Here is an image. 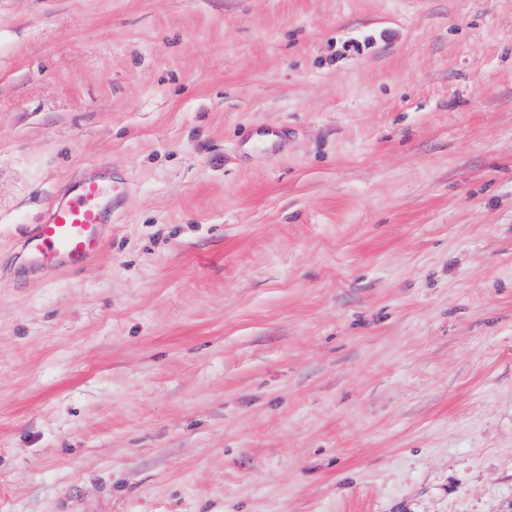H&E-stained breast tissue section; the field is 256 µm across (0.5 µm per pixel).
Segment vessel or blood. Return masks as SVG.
Here are the masks:
<instances>
[{
	"label": "vessel or blood",
	"mask_w": 512,
	"mask_h": 512,
	"mask_svg": "<svg viewBox=\"0 0 512 512\" xmlns=\"http://www.w3.org/2000/svg\"><path fill=\"white\" fill-rule=\"evenodd\" d=\"M123 193L100 171L58 184L42 223L18 243L33 268H84L106 241V224Z\"/></svg>",
	"instance_id": "1"
}]
</instances>
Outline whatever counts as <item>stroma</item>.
Returning <instances> with one entry per match:
<instances>
[{
    "mask_svg": "<svg viewBox=\"0 0 512 512\" xmlns=\"http://www.w3.org/2000/svg\"><path fill=\"white\" fill-rule=\"evenodd\" d=\"M0 512H512V0H0ZM123 196L101 171L62 181L42 223L19 241V254L36 269L84 268L104 246L105 225Z\"/></svg>",
    "mask_w": 512,
    "mask_h": 512,
    "instance_id": "stroma-1",
    "label": "stroma"
}]
</instances>
